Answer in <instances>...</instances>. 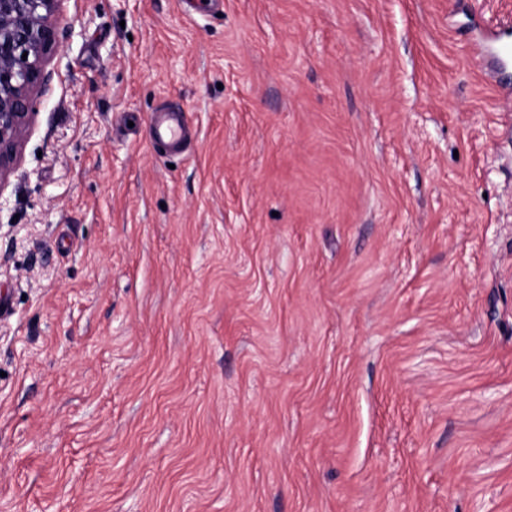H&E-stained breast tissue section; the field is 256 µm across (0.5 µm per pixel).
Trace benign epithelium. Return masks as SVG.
<instances>
[{"mask_svg": "<svg viewBox=\"0 0 512 512\" xmlns=\"http://www.w3.org/2000/svg\"><path fill=\"white\" fill-rule=\"evenodd\" d=\"M61 2L0 0V208L6 203L3 192L32 124L31 104L47 77L46 62L58 44Z\"/></svg>", "mask_w": 512, "mask_h": 512, "instance_id": "obj_1", "label": "benign epithelium"}]
</instances>
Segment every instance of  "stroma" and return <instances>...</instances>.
<instances>
[{
	"label": "stroma",
	"instance_id": "obj_1",
	"mask_svg": "<svg viewBox=\"0 0 512 512\" xmlns=\"http://www.w3.org/2000/svg\"><path fill=\"white\" fill-rule=\"evenodd\" d=\"M475 18L512 0H63L0 211V512H512ZM153 135L158 140L178 141L182 135L179 117L168 114L157 118L153 124Z\"/></svg>",
	"mask_w": 512,
	"mask_h": 512
}]
</instances>
